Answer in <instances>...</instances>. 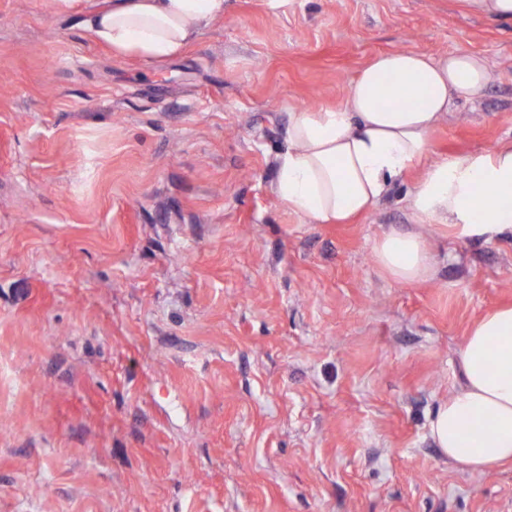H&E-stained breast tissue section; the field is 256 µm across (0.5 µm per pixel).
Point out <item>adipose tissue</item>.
<instances>
[{
  "mask_svg": "<svg viewBox=\"0 0 512 512\" xmlns=\"http://www.w3.org/2000/svg\"><path fill=\"white\" fill-rule=\"evenodd\" d=\"M224 17V0H109L82 17L96 42L147 62L173 57ZM490 75L477 53L435 58L414 50L377 55L352 81L341 107L289 115L288 149L274 192L315 224H346L375 207L393 180L420 168L409 206L421 223L458 227L489 241L512 236V141L462 157L427 161L429 134L453 97L482 98ZM417 96L402 104L404 90ZM377 265L402 282L427 280L433 256L420 235L390 230ZM464 386L430 423L436 448L471 471L512 463V306L482 315L458 350ZM485 422L479 438L469 429Z\"/></svg>",
  "mask_w": 512,
  "mask_h": 512,
  "instance_id": "obj_1",
  "label": "adipose tissue"
}]
</instances>
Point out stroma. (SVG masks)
<instances>
[{
  "mask_svg": "<svg viewBox=\"0 0 512 512\" xmlns=\"http://www.w3.org/2000/svg\"><path fill=\"white\" fill-rule=\"evenodd\" d=\"M0 0V512H512V464L431 440L457 351L512 304V239L416 221L415 174L349 224L273 192L288 115L374 56L484 54L432 158L512 141V22L460 0H226L172 60ZM421 235L432 276L376 265ZM374 255L380 269L398 281H424L433 273L429 244L416 233L390 230L376 243Z\"/></svg>",
  "mask_w": 512,
  "mask_h": 512,
  "instance_id": "stroma-1",
  "label": "stroma"
}]
</instances>
